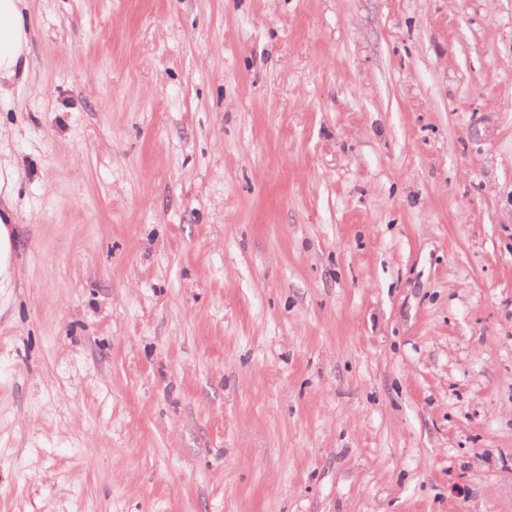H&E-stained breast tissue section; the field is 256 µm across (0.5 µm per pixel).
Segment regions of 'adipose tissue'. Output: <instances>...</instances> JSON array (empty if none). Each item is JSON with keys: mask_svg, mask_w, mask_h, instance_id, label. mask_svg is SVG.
Segmentation results:
<instances>
[{"mask_svg": "<svg viewBox=\"0 0 512 512\" xmlns=\"http://www.w3.org/2000/svg\"><path fill=\"white\" fill-rule=\"evenodd\" d=\"M28 0H0V80L27 68L33 31L27 21Z\"/></svg>", "mask_w": 512, "mask_h": 512, "instance_id": "1", "label": "adipose tissue"}]
</instances>
